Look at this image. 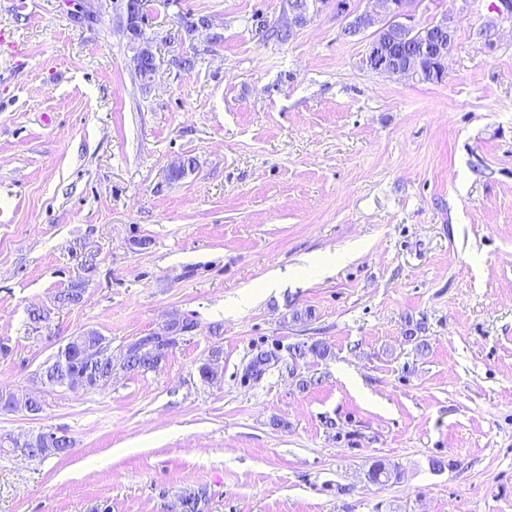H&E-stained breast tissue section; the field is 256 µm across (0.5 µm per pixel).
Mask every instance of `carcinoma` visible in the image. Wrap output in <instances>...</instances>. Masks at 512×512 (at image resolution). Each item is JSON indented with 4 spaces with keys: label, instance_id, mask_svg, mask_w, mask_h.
Masks as SVG:
<instances>
[{
    "label": "carcinoma",
    "instance_id": "1",
    "mask_svg": "<svg viewBox=\"0 0 512 512\" xmlns=\"http://www.w3.org/2000/svg\"><path fill=\"white\" fill-rule=\"evenodd\" d=\"M142 43L147 47L143 52H137L132 58L133 69L141 80H148L152 70L150 58L154 55L151 39L146 37L145 29H140ZM106 338L96 330H87L77 336H73L63 346V351L68 353L69 365L66 368L57 366L56 363L45 361L36 373V379L47 388L57 389L64 387L65 380L73 373L86 376L88 388L99 389L108 384L112 379V365L104 356H99L95 350L105 344ZM169 345L153 344L144 338L129 346L124 356L122 367L128 371H148L154 369L165 358ZM329 354L326 344L316 342L311 345L296 344L292 347L290 355L293 359H303L309 355L317 358H325ZM0 408L5 411H15L20 408L38 413L42 409V403L38 400H30L26 404H19L14 398L0 401ZM8 447L31 459L43 460L53 455H66L70 452L72 444L65 436L46 438L42 432L31 435L23 444H18L12 438H7ZM368 479L378 484H384L396 477V473L386 469L381 462L371 464L367 472ZM206 492L200 488L184 490L170 506V512H201V504L205 501Z\"/></svg>",
    "mask_w": 512,
    "mask_h": 512
}]
</instances>
